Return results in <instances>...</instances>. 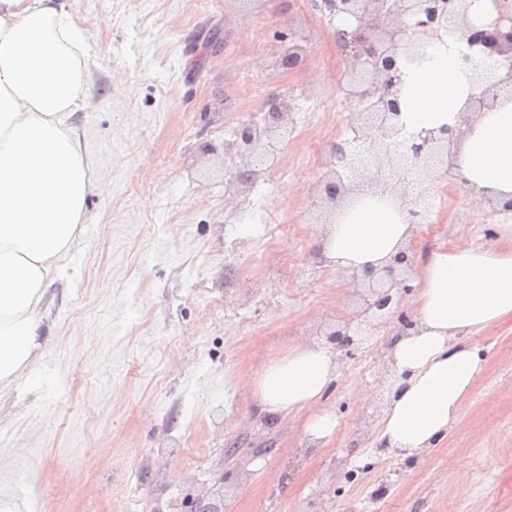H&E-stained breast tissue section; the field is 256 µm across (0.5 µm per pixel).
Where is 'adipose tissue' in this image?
Listing matches in <instances>:
<instances>
[{
  "label": "adipose tissue",
  "instance_id": "obj_1",
  "mask_svg": "<svg viewBox=\"0 0 512 512\" xmlns=\"http://www.w3.org/2000/svg\"><path fill=\"white\" fill-rule=\"evenodd\" d=\"M88 62L63 0H0V391L38 353L36 313L82 231L88 197L102 190L73 120ZM476 80L460 55L437 47L431 61L403 73L401 122L412 132L458 130L455 172L501 209L512 202V94L472 110ZM414 196L399 169L390 171L387 188L363 183L320 240L326 266L340 272L391 264L418 235ZM416 286L413 325L387 349L395 378L376 441L421 460L454 428L486 369L467 336L512 318V224L494 225L490 241L462 238L430 252L418 265ZM338 375L336 351L306 341L265 361L250 385L268 417L303 416L307 436L323 444L336 418L322 401Z\"/></svg>",
  "mask_w": 512,
  "mask_h": 512
}]
</instances>
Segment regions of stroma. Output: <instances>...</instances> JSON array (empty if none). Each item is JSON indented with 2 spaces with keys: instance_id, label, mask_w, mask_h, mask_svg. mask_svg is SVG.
I'll use <instances>...</instances> for the list:
<instances>
[{
  "instance_id": "35a3bbf8",
  "label": "stroma",
  "mask_w": 512,
  "mask_h": 512,
  "mask_svg": "<svg viewBox=\"0 0 512 512\" xmlns=\"http://www.w3.org/2000/svg\"><path fill=\"white\" fill-rule=\"evenodd\" d=\"M67 2L95 58L76 120L105 191L88 198L48 290L45 346L0 396V500L13 512H123L130 498L181 512L188 497L224 512H512V321L471 336L486 371L455 428L410 467L372 449L382 404L359 402L391 385L384 356L409 308L339 352L328 444L310 442L303 418L265 419L248 386L361 305L349 274L320 266L295 269L284 294L224 273L227 251L252 252L254 219L248 190H230L224 132L269 94L292 104L281 149L299 162L285 177L268 166L257 209L288 215L283 252L318 249L328 163L303 159L306 138L328 148L357 126L336 103L348 62L335 21L314 0ZM291 31L305 53L285 70ZM471 195L440 178L414 251L482 240L497 211Z\"/></svg>"
}]
</instances>
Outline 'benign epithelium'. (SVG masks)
<instances>
[{"mask_svg":"<svg viewBox=\"0 0 512 512\" xmlns=\"http://www.w3.org/2000/svg\"><path fill=\"white\" fill-rule=\"evenodd\" d=\"M494 15L476 23L468 18L467 0H325L329 17L336 19V42L349 58L344 90L362 116L355 141L362 144L372 167L371 179L386 184V172L410 160L408 173L418 187L430 194L441 171L453 170L450 141L453 130L426 131L410 137L402 133L397 94L402 82L400 62L417 55L430 40L452 30L465 46L464 59L476 51L492 55L512 54V10L503 0H490ZM288 100L272 97L262 124L240 126L231 155L248 157L250 163L232 168L233 179L247 186L257 174L256 164L292 134L286 126ZM334 161L320 184L313 205H334L355 189V180L366 166L346 143L331 148ZM407 254L379 270L366 268L350 278L368 289L363 322L381 321L397 310L406 288ZM344 345L360 343L351 323L330 333V340Z\"/></svg>","mask_w":512,"mask_h":512,"instance_id":"1","label":"benign epithelium"}]
</instances>
